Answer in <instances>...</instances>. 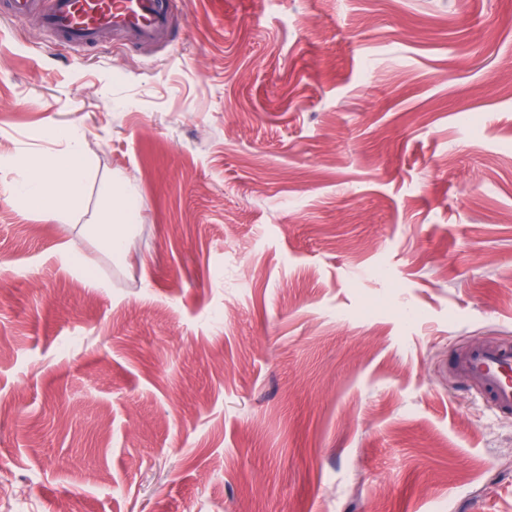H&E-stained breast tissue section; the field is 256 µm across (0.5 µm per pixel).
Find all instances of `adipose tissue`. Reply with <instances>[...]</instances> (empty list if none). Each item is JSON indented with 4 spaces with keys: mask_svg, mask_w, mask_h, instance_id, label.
I'll use <instances>...</instances> for the list:
<instances>
[{
    "mask_svg": "<svg viewBox=\"0 0 512 512\" xmlns=\"http://www.w3.org/2000/svg\"><path fill=\"white\" fill-rule=\"evenodd\" d=\"M56 135L65 140L66 152L48 160L13 187L17 198L41 205L53 220L62 219L66 213L82 206L87 172L81 133L60 129ZM120 195L122 202L118 205L104 200V222L96 227L101 242L116 260L124 257L127 238L138 222L134 189L123 186Z\"/></svg>",
    "mask_w": 512,
    "mask_h": 512,
    "instance_id": "obj_1",
    "label": "adipose tissue"
}]
</instances>
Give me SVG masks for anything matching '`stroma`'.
Returning <instances> with one entry per match:
<instances>
[{
	"instance_id": "obj_1",
	"label": "stroma",
	"mask_w": 512,
	"mask_h": 512,
	"mask_svg": "<svg viewBox=\"0 0 512 512\" xmlns=\"http://www.w3.org/2000/svg\"><path fill=\"white\" fill-rule=\"evenodd\" d=\"M60 127L58 222L9 190ZM502 342L512 0H177L158 50L0 14V512H512L451 369ZM55 135L67 143L66 152L17 182L13 194L41 205L51 220L60 221L83 204L87 165L81 133L75 129H57ZM120 196L122 202L119 206L112 204V196L104 200L102 205L104 222L95 225L101 242L116 260L124 257L127 238L138 222V213L133 203L134 189L126 184L122 187Z\"/></svg>"
}]
</instances>
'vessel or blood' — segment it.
Returning a JSON list of instances; mask_svg holds the SVG:
<instances>
[{"label": "vessel or blood", "mask_w": 512, "mask_h": 512, "mask_svg": "<svg viewBox=\"0 0 512 512\" xmlns=\"http://www.w3.org/2000/svg\"><path fill=\"white\" fill-rule=\"evenodd\" d=\"M7 13L37 16L42 30L63 43L93 45L109 29L126 41L152 45L167 41L174 22L175 0H5ZM455 373L466 378L493 407L512 411V347L471 344L453 359Z\"/></svg>", "instance_id": "1"}]
</instances>
